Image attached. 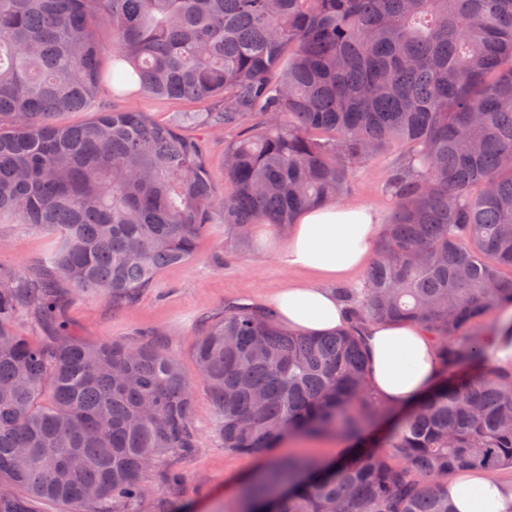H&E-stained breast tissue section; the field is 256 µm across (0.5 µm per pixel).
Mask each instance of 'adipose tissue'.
<instances>
[{"label":"adipose tissue","instance_id":"ef3b65f1","mask_svg":"<svg viewBox=\"0 0 512 512\" xmlns=\"http://www.w3.org/2000/svg\"><path fill=\"white\" fill-rule=\"evenodd\" d=\"M378 217L361 205L331 204L300 212L277 252L290 270L315 272L318 282H293L271 301L280 323L304 335H321L344 326V308L329 282L346 278L370 256L377 236ZM368 355V390L381 404L407 410L438 383L437 344L411 323L375 321L364 328ZM485 368L512 370V308L503 307L483 339ZM448 496L457 512H512V480L482 471H467L448 480Z\"/></svg>","mask_w":512,"mask_h":512}]
</instances>
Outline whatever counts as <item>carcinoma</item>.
<instances>
[{
  "label": "carcinoma",
  "mask_w": 512,
  "mask_h": 512,
  "mask_svg": "<svg viewBox=\"0 0 512 512\" xmlns=\"http://www.w3.org/2000/svg\"><path fill=\"white\" fill-rule=\"evenodd\" d=\"M105 84L211 106L159 122L102 104ZM188 127L238 131L224 190ZM390 149L395 211L364 288L340 293L346 328L302 336L243 303L202 324L193 358L224 448L268 460L242 512H456L448 476L512 471V371L461 374L484 318L512 306V0H0V224L54 238L38 270H0V512H147L151 465L197 448L178 361L69 336L57 282L130 305L210 225L237 241L285 228ZM22 312L45 341L16 329ZM370 321L419 325L441 366L380 452ZM329 433L350 460L275 454Z\"/></svg>",
  "instance_id": "1"
}]
</instances>
